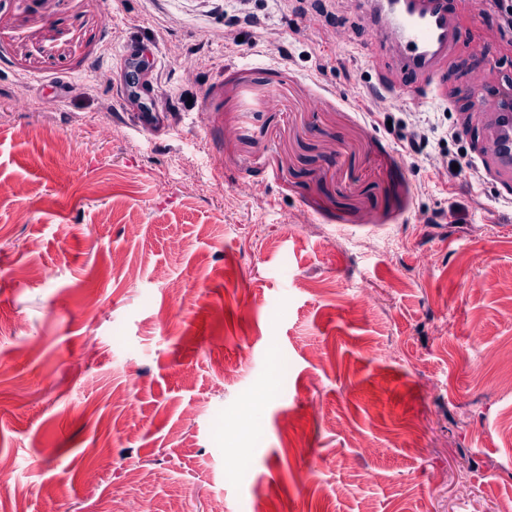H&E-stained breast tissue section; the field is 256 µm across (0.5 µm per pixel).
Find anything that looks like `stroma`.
Instances as JSON below:
<instances>
[{"mask_svg":"<svg viewBox=\"0 0 512 512\" xmlns=\"http://www.w3.org/2000/svg\"><path fill=\"white\" fill-rule=\"evenodd\" d=\"M455 4L432 96L363 0H0V512H512V194L448 169L512 39Z\"/></svg>","mask_w":512,"mask_h":512,"instance_id":"35a3bbf8","label":"stroma"}]
</instances>
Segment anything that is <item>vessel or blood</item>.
Instances as JSON below:
<instances>
[{"label": "vessel or blood", "instance_id": "obj_1", "mask_svg": "<svg viewBox=\"0 0 512 512\" xmlns=\"http://www.w3.org/2000/svg\"><path fill=\"white\" fill-rule=\"evenodd\" d=\"M368 2V13L375 19L369 39L389 50L374 64L380 84L396 89L412 83L437 93L447 81L452 55L463 36L452 0ZM463 96L474 114L487 118L481 126L477 158L495 183L512 187V69L491 79L483 67H476Z\"/></svg>", "mask_w": 512, "mask_h": 512}]
</instances>
